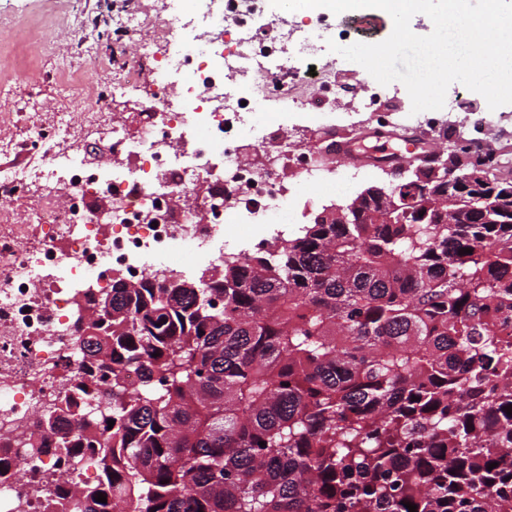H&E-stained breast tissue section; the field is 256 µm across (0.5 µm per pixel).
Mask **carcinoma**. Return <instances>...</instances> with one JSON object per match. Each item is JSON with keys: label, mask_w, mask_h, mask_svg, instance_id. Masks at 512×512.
I'll use <instances>...</instances> for the list:
<instances>
[{"label": "carcinoma", "mask_w": 512, "mask_h": 512, "mask_svg": "<svg viewBox=\"0 0 512 512\" xmlns=\"http://www.w3.org/2000/svg\"><path fill=\"white\" fill-rule=\"evenodd\" d=\"M397 187L378 220L357 197L196 288L84 309L103 411L43 423L98 449L111 496L82 512H512V213Z\"/></svg>", "instance_id": "carcinoma-1"}]
</instances>
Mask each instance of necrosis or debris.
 Here are the masks:
<instances>
[{"mask_svg": "<svg viewBox=\"0 0 512 512\" xmlns=\"http://www.w3.org/2000/svg\"><path fill=\"white\" fill-rule=\"evenodd\" d=\"M263 2L197 0L187 13L172 0H137L112 17L135 53L106 58L82 46L111 81L91 83L90 70L63 79L88 87V111L51 123L35 112L25 139L0 138V152L42 155L34 169L0 167V201L27 203L31 218L0 230V512H79L81 491L98 481L88 451L33 456L26 446L49 407L72 399L95 409L75 380L82 305L116 278L136 287L263 252L287 237L300 194L332 196L347 183L328 156L347 127L322 120L336 93L325 39L330 29L357 39L367 25L356 16L264 22ZM128 95L146 111L132 133L107 113ZM288 109L309 122L306 137L289 128ZM81 124L108 142L92 165L79 158ZM107 197L117 206L104 224L97 203ZM235 224L250 230L229 237Z\"/></svg>", "mask_w": 512, "mask_h": 512, "instance_id": "obj_1", "label": "necrosis or debris"}]
</instances>
